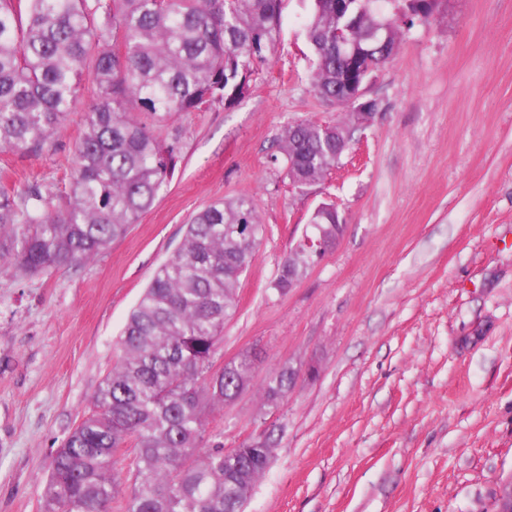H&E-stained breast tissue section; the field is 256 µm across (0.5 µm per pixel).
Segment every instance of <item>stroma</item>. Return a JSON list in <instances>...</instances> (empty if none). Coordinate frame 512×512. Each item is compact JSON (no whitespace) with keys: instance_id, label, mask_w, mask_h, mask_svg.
Wrapping results in <instances>:
<instances>
[{"instance_id":"1","label":"stroma","mask_w":512,"mask_h":512,"mask_svg":"<svg viewBox=\"0 0 512 512\" xmlns=\"http://www.w3.org/2000/svg\"><path fill=\"white\" fill-rule=\"evenodd\" d=\"M311 0H283L273 53L230 107L170 118L172 181L128 234L76 267L0 262V512H41L54 451L122 355L126 317L179 248L188 216L249 198L266 231L236 286L221 355L255 357L207 412L211 442L270 439L245 512H497L512 479V0H441L366 82L376 115L325 178L298 187L275 141L333 124L305 36ZM89 84L45 151H0V186L68 205ZM334 204L342 232L278 290L285 257ZM296 378L275 408L267 378Z\"/></svg>"}]
</instances>
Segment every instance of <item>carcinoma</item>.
I'll use <instances>...</instances> for the list:
<instances>
[{"label": "carcinoma", "mask_w": 512, "mask_h": 512, "mask_svg": "<svg viewBox=\"0 0 512 512\" xmlns=\"http://www.w3.org/2000/svg\"><path fill=\"white\" fill-rule=\"evenodd\" d=\"M306 38L318 60L316 94L334 104L346 81L361 86L398 49L404 27L428 23L438 0H407L405 23L351 0H313ZM282 0H0V149L38 156L72 110L84 71L97 102L75 147L70 203L51 210L35 183L0 188V258L28 274L71 267L124 236L154 203L176 166V147L159 128L172 116L215 101L233 105L266 63L280 29ZM384 44L370 61L336 52V32L363 47L378 24ZM355 122L330 132L303 121L278 144L287 176L302 186L336 165V133L350 142ZM335 244L336 207L311 218ZM264 233L251 202L215 200L188 219L178 250L162 263L123 327L121 361L92 396L90 415L56 449L43 512H243L269 466L272 444L224 450L208 443L205 409L241 391L254 359L243 354L218 368L224 320L234 290ZM289 254L277 287L299 270ZM294 372L273 373L264 388L278 406ZM135 466L123 472L124 448Z\"/></svg>", "instance_id": "carcinoma-1"}]
</instances>
